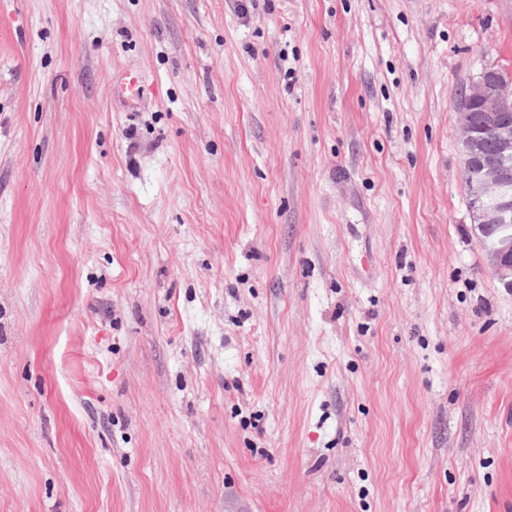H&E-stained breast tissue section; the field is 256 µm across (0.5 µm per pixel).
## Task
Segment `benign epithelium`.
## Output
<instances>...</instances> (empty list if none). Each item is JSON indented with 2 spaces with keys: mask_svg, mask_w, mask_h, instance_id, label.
<instances>
[{
  "mask_svg": "<svg viewBox=\"0 0 512 512\" xmlns=\"http://www.w3.org/2000/svg\"><path fill=\"white\" fill-rule=\"evenodd\" d=\"M480 107L483 123L469 121L468 110ZM458 143L467 174L468 196L476 219L484 225L507 229L512 225V186L505 182L501 164L481 162L482 143L493 138L504 159L512 157V86L496 70L487 68L455 99ZM488 265L503 287L512 288V236L501 234L485 245Z\"/></svg>",
  "mask_w": 512,
  "mask_h": 512,
  "instance_id": "7a95c632",
  "label": "benign epithelium"
}]
</instances>
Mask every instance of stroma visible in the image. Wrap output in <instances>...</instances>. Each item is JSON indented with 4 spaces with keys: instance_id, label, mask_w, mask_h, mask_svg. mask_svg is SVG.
<instances>
[{
    "instance_id": "35a3bbf8",
    "label": "stroma",
    "mask_w": 512,
    "mask_h": 512,
    "mask_svg": "<svg viewBox=\"0 0 512 512\" xmlns=\"http://www.w3.org/2000/svg\"><path fill=\"white\" fill-rule=\"evenodd\" d=\"M490 67L512 0H0V512H512ZM478 105L482 112L481 127L472 125L468 110ZM458 143L467 174L468 194L473 213L479 225L505 230L493 244L485 243L488 265L504 288H512V237L507 228L512 224V187L505 182L501 164L480 162L482 143L493 138L503 159L512 155V87L505 84L493 68L484 69L478 79L455 99ZM481 112H469L473 123H478ZM485 160H497L498 152L492 140H486L481 154Z\"/></svg>"
}]
</instances>
